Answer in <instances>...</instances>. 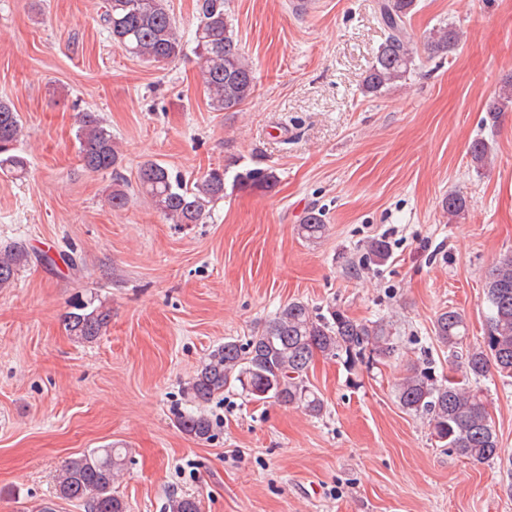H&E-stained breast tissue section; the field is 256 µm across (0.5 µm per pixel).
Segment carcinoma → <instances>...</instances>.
Segmentation results:
<instances>
[{"instance_id":"cac0c4a2","label":"carcinoma","mask_w":512,"mask_h":512,"mask_svg":"<svg viewBox=\"0 0 512 512\" xmlns=\"http://www.w3.org/2000/svg\"><path fill=\"white\" fill-rule=\"evenodd\" d=\"M415 6L416 0H381L379 13L385 39L362 80L364 96L378 97L408 80L416 70L414 40L408 29V17ZM227 7L228 0H201L200 20L192 38V52L200 65L209 106L215 112L239 109L256 91L255 69L240 48ZM104 22L113 43L136 58L161 63L184 50L167 0H107ZM460 43V32L450 25L434 27L425 36L432 57L446 58ZM511 109L512 76L486 102L485 112L494 123ZM23 136L19 113L11 103L0 100L1 172L19 177L27 172V159L15 151ZM77 141L85 170L115 173L109 198L112 208L128 206L130 194L118 175L122 154L98 113L80 114ZM491 153L486 140L478 138L470 146L478 168L485 166ZM227 174L224 168L212 169L190 184L162 163L149 160L140 165L137 180L139 191L171 224L206 223L214 205L224 199L228 182L239 190L264 192L278 183L271 167L244 166L230 179ZM468 206L467 198L460 193L448 194L443 203L448 216L455 219L464 216ZM326 230L321 214L313 209L298 228L299 234L313 243ZM28 256L22 244L0 249V288L13 284ZM389 256L388 243L376 239L368 244L365 260L381 263ZM484 294L488 309L484 337L466 350L462 377L439 381L429 368L413 366L394 384L395 398L406 413L426 417L438 441L457 456L479 463L500 458L499 437L478 383L493 369L504 378H512V254L496 261L485 279ZM110 321V309L91 298L77 302L67 313L65 329L80 341L92 342L106 332ZM433 333L445 346L461 345L468 336L466 318L455 309L445 310L436 316ZM397 352L393 327L383 319L358 320L331 306L324 313L316 312L308 303L292 300L245 343L228 338L207 354L187 387L196 409L178 413L177 424L198 441L211 440L213 423L201 406L236 385L254 401L272 399L319 418L325 410L324 401L307 382L315 354L340 359L346 368L354 370L384 363ZM126 456L127 449L113 445L93 448L64 462L56 477L57 498L82 501L87 512H129L127 502L114 490ZM168 512H201V503L190 495L172 496Z\"/></svg>"}]
</instances>
